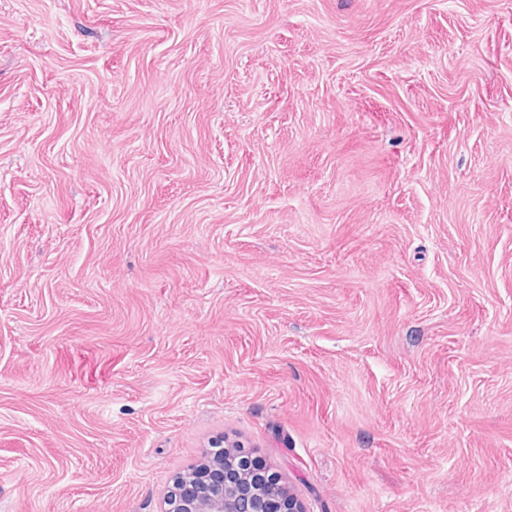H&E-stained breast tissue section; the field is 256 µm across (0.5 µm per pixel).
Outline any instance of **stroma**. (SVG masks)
Returning <instances> with one entry per match:
<instances>
[{"label": "stroma", "instance_id": "obj_1", "mask_svg": "<svg viewBox=\"0 0 512 512\" xmlns=\"http://www.w3.org/2000/svg\"><path fill=\"white\" fill-rule=\"evenodd\" d=\"M512 512V0H0V512ZM210 457L191 472L175 479L168 491L164 512H269L273 497L280 498L282 512H303L296 498L284 489L288 497L267 496L242 477L246 471L229 473L238 456L225 453L223 445L215 446ZM249 474V473H248Z\"/></svg>", "mask_w": 512, "mask_h": 512}]
</instances>
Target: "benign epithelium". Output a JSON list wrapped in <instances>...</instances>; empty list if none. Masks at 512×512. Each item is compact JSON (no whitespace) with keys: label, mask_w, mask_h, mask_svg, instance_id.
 I'll return each mask as SVG.
<instances>
[{"label":"benign epithelium","mask_w":512,"mask_h":512,"mask_svg":"<svg viewBox=\"0 0 512 512\" xmlns=\"http://www.w3.org/2000/svg\"><path fill=\"white\" fill-rule=\"evenodd\" d=\"M245 471H224V448L217 446L201 468L175 479L164 512H269L272 497L255 488Z\"/></svg>","instance_id":"benign-epithelium-1"}]
</instances>
